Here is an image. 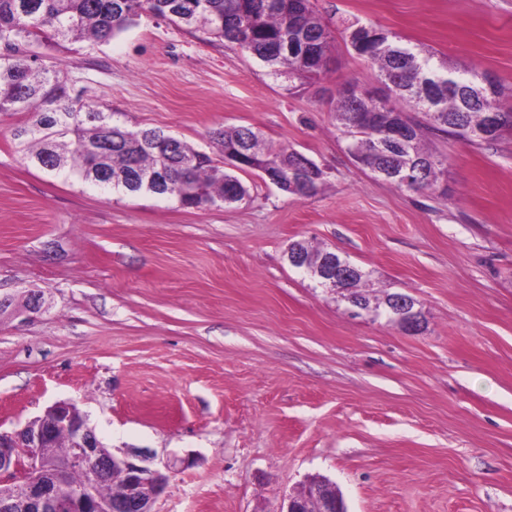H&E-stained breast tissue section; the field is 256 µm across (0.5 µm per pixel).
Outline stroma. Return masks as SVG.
I'll use <instances>...</instances> for the list:
<instances>
[{"label":"stroma","instance_id":"stroma-1","mask_svg":"<svg viewBox=\"0 0 512 512\" xmlns=\"http://www.w3.org/2000/svg\"><path fill=\"white\" fill-rule=\"evenodd\" d=\"M478 65L512 107V0H315ZM71 97L178 137L224 166L214 137L259 130L313 160L299 196L239 172L241 203L186 208L55 176L0 113V431L73 400L114 455L183 459L156 512H281L313 475L348 512H512V132L435 137L438 191L352 164L336 91L376 87L343 40L297 88L202 29L141 17L106 42L40 45ZM305 240L367 289L414 298L422 329L353 317L292 268Z\"/></svg>","mask_w":512,"mask_h":512}]
</instances>
